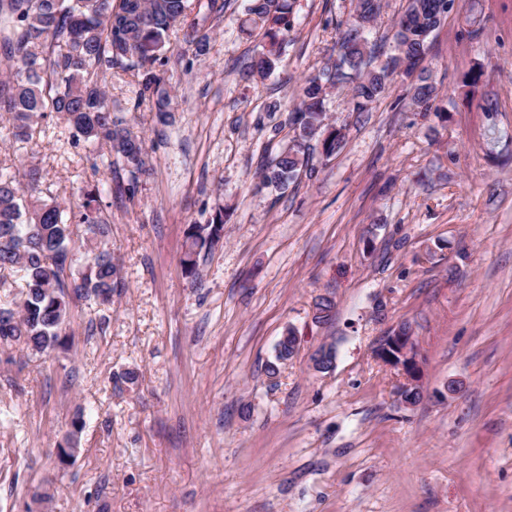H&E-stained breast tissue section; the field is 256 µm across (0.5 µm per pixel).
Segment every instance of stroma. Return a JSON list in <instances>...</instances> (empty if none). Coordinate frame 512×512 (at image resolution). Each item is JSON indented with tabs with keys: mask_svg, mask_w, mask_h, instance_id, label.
Masks as SVG:
<instances>
[{
	"mask_svg": "<svg viewBox=\"0 0 512 512\" xmlns=\"http://www.w3.org/2000/svg\"><path fill=\"white\" fill-rule=\"evenodd\" d=\"M291 2L262 81L242 77L263 43L239 28L247 0H225L203 55L171 33L172 125L131 74L107 77L145 140L137 185L56 114L20 145L0 112V166L38 168L43 197L101 182L120 278L111 305L71 302L63 347L0 346V512H512V0H454L429 39L432 111L399 77L362 113L347 88L329 93L342 148L276 190L258 171L356 11ZM219 211L222 239L190 282L188 227ZM402 325L422 369L412 406L375 356ZM290 329L299 350L269 378ZM329 343L335 367L315 372ZM79 415L80 452L60 464Z\"/></svg>",
	"mask_w": 512,
	"mask_h": 512,
	"instance_id": "obj_1",
	"label": "stroma"
}]
</instances>
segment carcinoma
Listing matches in <instances>:
<instances>
[{
  "mask_svg": "<svg viewBox=\"0 0 512 512\" xmlns=\"http://www.w3.org/2000/svg\"><path fill=\"white\" fill-rule=\"evenodd\" d=\"M452 0H406L394 21L391 53L379 65H369L364 52L375 60L365 31L380 14V0H358L356 14L339 38L336 62L308 76L294 109L298 134L259 173L260 183L286 189L300 170L309 166L310 142L320 139L322 153L334 154L343 135L328 132L325 100L328 90L350 84L353 111L363 112L396 77L411 78V104L422 112L431 109L436 87L422 67L428 38L438 27L436 16L448 11ZM290 0H248L243 26L259 31L265 40L244 69L250 80L264 79L275 68L290 26ZM224 15V0H0V48L15 70L0 81V112L10 115L12 134L29 139L34 119L57 114L71 130L75 143L107 147L121 161L135 184L147 173L142 138L123 125L112 111V96L105 78L112 69L133 71L140 98L154 100L156 117L171 119L170 101L160 88L156 65L168 44L169 32L184 30L185 41L196 54L207 50L209 20ZM38 171L0 168V271L23 273L26 292L19 309L0 308V343H22L32 351L49 353L62 345L70 299L112 302L119 271L111 253L102 247L110 231L99 207V186L81 189L80 202L66 207L55 199L26 196L35 191ZM82 224L91 256L82 267L70 259L71 226ZM224 216L217 213L205 225L192 224L186 233L181 259L184 273L197 278V258L222 238Z\"/></svg>",
  "mask_w": 512,
  "mask_h": 512,
  "instance_id": "carcinoma-1",
  "label": "carcinoma"
}]
</instances>
